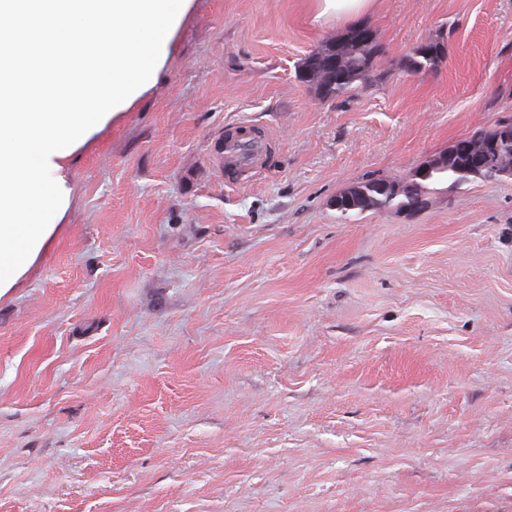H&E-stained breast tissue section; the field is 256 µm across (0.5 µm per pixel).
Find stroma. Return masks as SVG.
<instances>
[{"mask_svg": "<svg viewBox=\"0 0 512 512\" xmlns=\"http://www.w3.org/2000/svg\"><path fill=\"white\" fill-rule=\"evenodd\" d=\"M323 101L312 0H193L155 85L67 161L0 295V512H512V178L331 200L512 114V0H377ZM443 39L435 71L405 66ZM276 134L226 183L225 134ZM324 43L309 56L317 67L315 77L306 79L300 74L303 82H306L318 96L330 100H339L349 97L348 94L353 90L354 84L368 79L373 70L375 59L379 53L378 44L375 37L370 42H352L348 49V64L339 73L326 75L321 69ZM347 95V96H346ZM389 178H391V177L367 180V181L361 182L354 186L359 187L364 192H366L368 195L377 198L381 203L384 204L383 207L394 204L396 206L399 205L400 208H403L405 205H407L410 202V199L407 196L400 195L397 198L390 199L386 195L382 194L379 190L381 182L386 179H389ZM332 205L337 211L354 209H362L363 211H366L373 209L370 202L361 197L358 192L351 187L336 195L332 201Z\"/></svg>", "mask_w": 512, "mask_h": 512, "instance_id": "1", "label": "stroma"}]
</instances>
